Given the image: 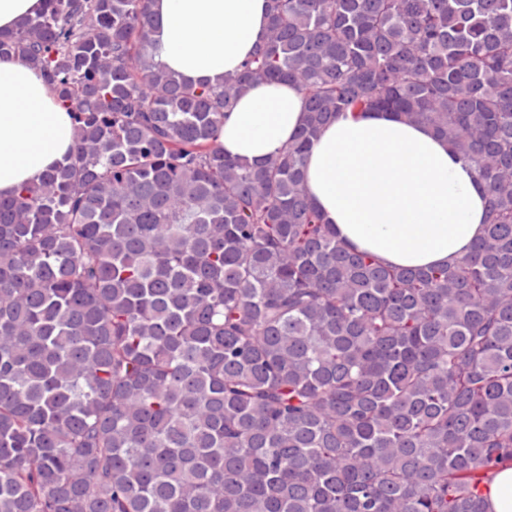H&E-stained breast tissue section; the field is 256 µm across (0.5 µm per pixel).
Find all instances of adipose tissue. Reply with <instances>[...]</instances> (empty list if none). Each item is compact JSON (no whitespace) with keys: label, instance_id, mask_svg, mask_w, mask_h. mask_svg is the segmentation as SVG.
<instances>
[{"label":"adipose tissue","instance_id":"adipose-tissue-1","mask_svg":"<svg viewBox=\"0 0 512 512\" xmlns=\"http://www.w3.org/2000/svg\"><path fill=\"white\" fill-rule=\"evenodd\" d=\"M154 60L185 81L216 85L251 56L265 35L267 0H152ZM303 96L290 83H258L224 121L231 157L262 163L303 123ZM75 122L43 73L0 62V197L61 163ZM304 186L338 238L385 264L448 265L468 254L486 218V189L430 128L392 112L339 118L320 133Z\"/></svg>","mask_w":512,"mask_h":512}]
</instances>
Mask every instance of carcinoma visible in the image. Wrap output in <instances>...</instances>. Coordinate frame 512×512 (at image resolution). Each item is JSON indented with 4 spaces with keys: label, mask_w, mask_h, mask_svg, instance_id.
<instances>
[{
    "label": "carcinoma",
    "mask_w": 512,
    "mask_h": 512,
    "mask_svg": "<svg viewBox=\"0 0 512 512\" xmlns=\"http://www.w3.org/2000/svg\"><path fill=\"white\" fill-rule=\"evenodd\" d=\"M151 0H46L0 31L74 143L0 198V512H488L512 465V0H269L223 83L154 61ZM260 80L303 94L224 154ZM431 127L487 188L452 265L346 248L304 188L340 115ZM303 117V96L293 84L257 83L224 120L219 142L228 156L262 163L294 136Z\"/></svg>",
    "instance_id": "1"
}]
</instances>
